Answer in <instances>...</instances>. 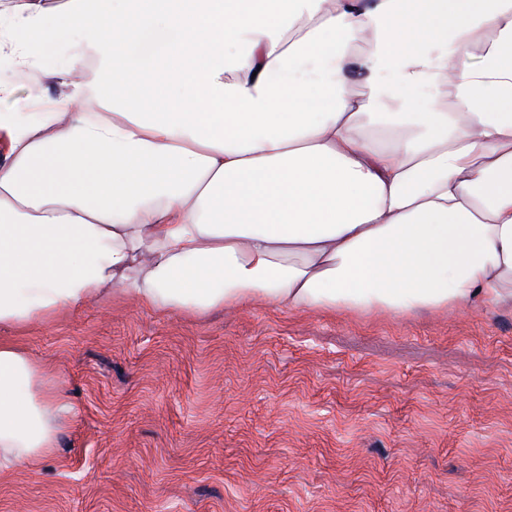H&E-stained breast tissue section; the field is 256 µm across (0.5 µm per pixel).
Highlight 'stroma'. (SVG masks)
<instances>
[{
	"mask_svg": "<svg viewBox=\"0 0 512 512\" xmlns=\"http://www.w3.org/2000/svg\"><path fill=\"white\" fill-rule=\"evenodd\" d=\"M0 341L73 407L0 512H512L511 315L115 300Z\"/></svg>",
	"mask_w": 512,
	"mask_h": 512,
	"instance_id": "obj_1",
	"label": "stroma"
}]
</instances>
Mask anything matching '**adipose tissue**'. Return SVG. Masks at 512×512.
<instances>
[{
  "instance_id": "ef3b65f1",
  "label": "adipose tissue",
  "mask_w": 512,
  "mask_h": 512,
  "mask_svg": "<svg viewBox=\"0 0 512 512\" xmlns=\"http://www.w3.org/2000/svg\"><path fill=\"white\" fill-rule=\"evenodd\" d=\"M2 55L58 96L0 112V326L116 292L512 312V0H10ZM69 410L0 342V471L38 470Z\"/></svg>"
}]
</instances>
